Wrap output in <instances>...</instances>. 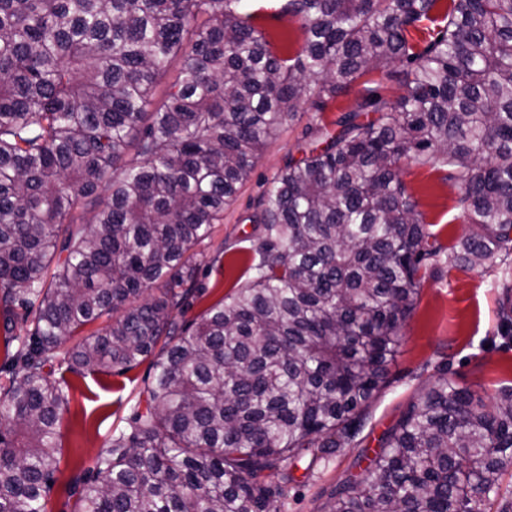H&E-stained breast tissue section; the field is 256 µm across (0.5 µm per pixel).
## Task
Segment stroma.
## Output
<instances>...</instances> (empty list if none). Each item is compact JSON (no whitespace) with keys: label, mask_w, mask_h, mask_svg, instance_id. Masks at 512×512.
Returning a JSON list of instances; mask_svg holds the SVG:
<instances>
[{"label":"stroma","mask_w":512,"mask_h":512,"mask_svg":"<svg viewBox=\"0 0 512 512\" xmlns=\"http://www.w3.org/2000/svg\"><path fill=\"white\" fill-rule=\"evenodd\" d=\"M241 15H251L274 50L293 55L302 44L298 19L281 14L279 0H238ZM309 121L301 114L286 121L276 139L262 149L236 201L225 209L224 221L196 248L203 298L184 313L195 320L247 279L251 257L237 243L254 230L248 217L289 157L298 156L301 132ZM401 178L416 200L432 244H458L471 230L457 205L458 190L435 167L410 166ZM500 295L495 270L449 268L448 257L427 261L417 304L402 329L401 353L390 368L386 387L373 400L368 418L346 448L321 463L313 473L295 469L285 487L280 512H328L329 491L353 476L364 474L408 404L441 375L489 397L512 388V332L497 317ZM149 374L148 364L123 372L86 371L74 374L53 366V377L69 384V409L61 422L58 481L50 493L49 512H74L70 482L92 470L96 457L108 448L113 435L126 427Z\"/></svg>","instance_id":"1"}]
</instances>
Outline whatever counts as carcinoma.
Returning a JSON list of instances; mask_svg holds the SVG:
<instances>
[{"mask_svg":"<svg viewBox=\"0 0 512 512\" xmlns=\"http://www.w3.org/2000/svg\"><path fill=\"white\" fill-rule=\"evenodd\" d=\"M237 2L0 0V308L19 342L0 389V512H47L69 404L45 371L58 359L153 369L95 476L74 481L75 512H278L290 468L360 431L441 253L404 160L460 191L473 231L451 266L512 259V0H451L440 21L437 0H286L294 57ZM425 22L439 30L419 49L409 31ZM307 109L303 157L243 239L252 276L184 324L174 311L205 290L195 248ZM509 466L512 390L487 404L441 377L329 512H487Z\"/></svg>","mask_w":512,"mask_h":512,"instance_id":"cac0c4a2","label":"carcinoma"}]
</instances>
